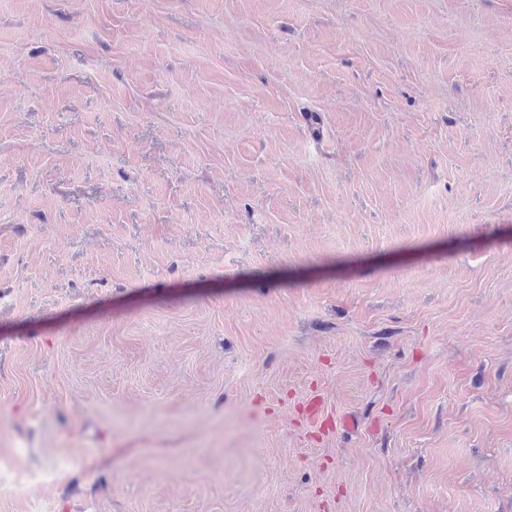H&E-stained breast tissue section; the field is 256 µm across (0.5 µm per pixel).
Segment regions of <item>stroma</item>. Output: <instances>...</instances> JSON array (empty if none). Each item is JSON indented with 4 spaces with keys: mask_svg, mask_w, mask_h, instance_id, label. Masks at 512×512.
<instances>
[{
    "mask_svg": "<svg viewBox=\"0 0 512 512\" xmlns=\"http://www.w3.org/2000/svg\"><path fill=\"white\" fill-rule=\"evenodd\" d=\"M0 455L62 470L0 512H512V0H0Z\"/></svg>",
    "mask_w": 512,
    "mask_h": 512,
    "instance_id": "stroma-1",
    "label": "stroma"
}]
</instances>
